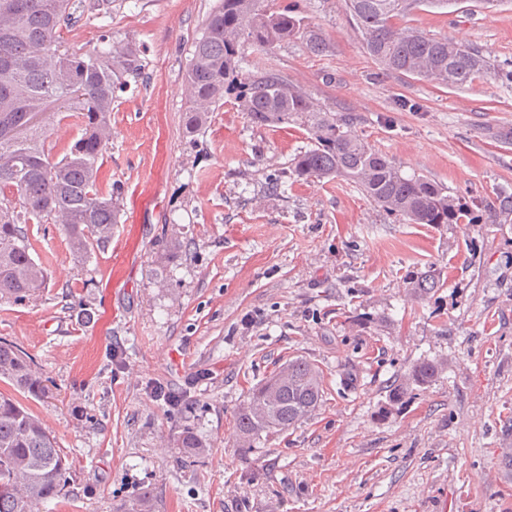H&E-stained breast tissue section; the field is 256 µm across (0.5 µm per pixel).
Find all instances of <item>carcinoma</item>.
<instances>
[{"label":"carcinoma","instance_id":"obj_1","mask_svg":"<svg viewBox=\"0 0 512 512\" xmlns=\"http://www.w3.org/2000/svg\"><path fill=\"white\" fill-rule=\"evenodd\" d=\"M418 0H347L355 29L384 72H404L439 85L462 88L482 73L512 84V61L491 63L459 39L437 38L393 20ZM74 19L71 0H0V300L21 303L48 285L46 268L31 255L27 225L60 224L74 259L82 263L105 246L118 223L120 189L99 184V158L112 139V102L126 77L141 74L139 47L126 42L110 50H62L63 30ZM299 40L316 53L329 52L319 27L304 23L297 0L274 7V0H222L192 43L185 82L193 99L186 119L189 132L206 122L224 94L236 100L252 123L274 127L299 124L310 132L311 146L291 163L299 177L344 179L389 215L410 224H456L471 213L474 224H511L512 195L468 209L436 182L405 176L387 156L373 150L352 129L350 120L326 112L281 74L240 69L241 45L258 48ZM66 118L75 112L81 135L63 156L47 144L43 116L48 110ZM441 287L434 269L410 278L413 299L422 301ZM443 371L428 360L414 365L393 388L390 406L413 387L423 388ZM19 390L43 393L41 372L15 345L0 341V380ZM323 377L303 358L288 360L261 382L235 413L238 447L249 451L262 434L285 431L306 420L323 400ZM181 459H198L210 443L186 428L177 439ZM70 464L38 416L16 398L0 393V512H35L60 497ZM152 493L115 512H152Z\"/></svg>","mask_w":512,"mask_h":512}]
</instances>
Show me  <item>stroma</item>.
<instances>
[{"mask_svg": "<svg viewBox=\"0 0 512 512\" xmlns=\"http://www.w3.org/2000/svg\"><path fill=\"white\" fill-rule=\"evenodd\" d=\"M220 0H112L64 33L67 49H141L142 73L112 106L102 189L121 188L111 241L76 265L60 227H28L49 285L0 303V340L22 349L46 391L16 393L72 464L42 512H115L143 488L153 512H505L512 503V224H410L355 184L290 174L310 146L297 124H252L225 94L186 130L189 49ZM330 44L241 49L405 175L467 201L512 194V85L449 88L383 74L345 0H300ZM512 60V0H420L402 20ZM280 190H272L274 179ZM178 238L170 253L163 241ZM435 267L418 302L407 282ZM323 375L302 423L237 448L234 415L289 359ZM425 359L443 373L388 414L390 389ZM184 394L181 408L151 397ZM211 444L186 467L174 440Z\"/></svg>", "mask_w": 512, "mask_h": 512, "instance_id": "obj_1", "label": "stroma"}]
</instances>
